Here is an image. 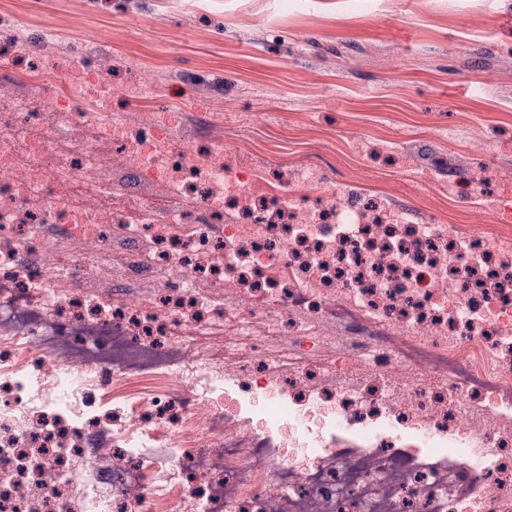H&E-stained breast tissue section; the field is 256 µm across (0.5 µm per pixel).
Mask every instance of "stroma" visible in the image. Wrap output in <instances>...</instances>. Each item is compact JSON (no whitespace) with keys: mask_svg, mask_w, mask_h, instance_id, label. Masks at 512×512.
Wrapping results in <instances>:
<instances>
[{"mask_svg":"<svg viewBox=\"0 0 512 512\" xmlns=\"http://www.w3.org/2000/svg\"><path fill=\"white\" fill-rule=\"evenodd\" d=\"M1 19L30 37L0 59V93L27 95L13 75L47 52L57 84L76 80L79 48L113 111L179 113V141L240 147L260 175L314 166L512 247L485 211L512 197V0H0Z\"/></svg>","mask_w":512,"mask_h":512,"instance_id":"obj_1","label":"stroma"}]
</instances>
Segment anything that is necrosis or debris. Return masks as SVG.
<instances>
[{"label":"necrosis or debris","mask_w":512,"mask_h":512,"mask_svg":"<svg viewBox=\"0 0 512 512\" xmlns=\"http://www.w3.org/2000/svg\"><path fill=\"white\" fill-rule=\"evenodd\" d=\"M111 94L96 72L68 87L88 112L0 96V512H512V254L335 193L308 166L270 194L247 157L172 152L177 114L131 120L99 108ZM89 127L188 207L159 211L100 175ZM119 236L153 255L86 299ZM159 267L152 298L140 285ZM214 322L237 329L220 369L173 336ZM102 333L131 356L90 346ZM273 347L333 357L288 375ZM149 377L164 397L108 415L90 397ZM228 379L267 400L260 418L215 400ZM489 401L494 420L471 429ZM160 438L175 466L146 455ZM102 457L119 473L108 496L84 480Z\"/></svg>","instance_id":"1"}]
</instances>
